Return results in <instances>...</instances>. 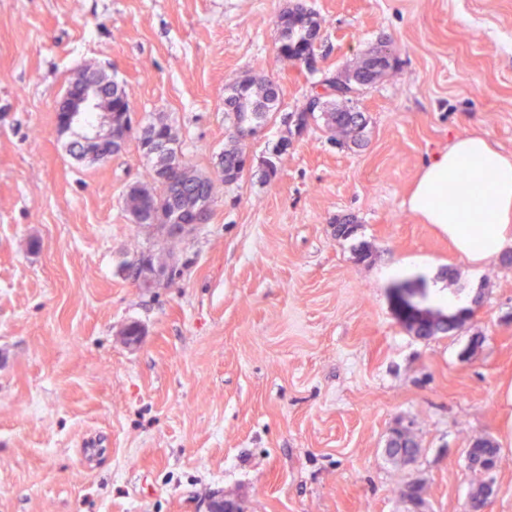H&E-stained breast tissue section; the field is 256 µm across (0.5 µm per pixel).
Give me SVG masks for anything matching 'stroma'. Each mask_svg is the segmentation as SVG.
<instances>
[{
    "instance_id": "stroma-1",
    "label": "stroma",
    "mask_w": 512,
    "mask_h": 512,
    "mask_svg": "<svg viewBox=\"0 0 512 512\" xmlns=\"http://www.w3.org/2000/svg\"><path fill=\"white\" fill-rule=\"evenodd\" d=\"M294 2L0 0V512H207L217 492L242 512H412L400 491L417 479L429 512H465L480 438L500 448L487 512H512V261L470 265L406 205L457 136L512 154V0H303L321 22L312 72L277 56ZM388 43L396 70L356 100L363 146L310 125L268 180L288 135L270 122L179 241L130 221L154 166L136 142L88 164L55 132L74 72L98 67L216 180L237 142L229 85L276 79L295 112ZM347 217L358 231L336 239ZM138 246L172 283L138 287ZM405 280L422 310L461 293L477 314L416 336ZM397 426L420 444L412 466L384 454Z\"/></svg>"
}]
</instances>
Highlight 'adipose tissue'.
Here are the masks:
<instances>
[{"mask_svg": "<svg viewBox=\"0 0 512 512\" xmlns=\"http://www.w3.org/2000/svg\"><path fill=\"white\" fill-rule=\"evenodd\" d=\"M411 212L478 266L512 249V157L479 135L457 137L422 168Z\"/></svg>", "mask_w": 512, "mask_h": 512, "instance_id": "ef3b65f1", "label": "adipose tissue"}]
</instances>
